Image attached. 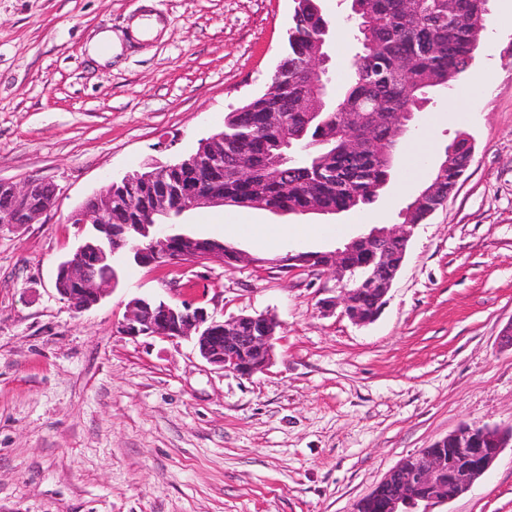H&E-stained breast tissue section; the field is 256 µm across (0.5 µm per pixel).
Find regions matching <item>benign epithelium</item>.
<instances>
[{
    "label": "benign epithelium",
    "mask_w": 512,
    "mask_h": 512,
    "mask_svg": "<svg viewBox=\"0 0 512 512\" xmlns=\"http://www.w3.org/2000/svg\"><path fill=\"white\" fill-rule=\"evenodd\" d=\"M212 170H224L222 132L202 141L197 152L175 163L154 161L146 164L144 172L127 174L120 183L129 189L119 195L112 194L109 183L90 197L72 213L70 220L73 224L92 225L95 234L73 256L58 264L55 285L59 295L77 311L98 305L116 284L113 274L107 270L108 259L122 247L130 248L143 266L234 267L241 261L237 250L224 249L222 242L168 234L159 223V218H170L177 212L224 204L223 196L199 184L169 179L173 172H183L192 178ZM138 184L154 187L152 203L145 211L147 222L112 223V209L132 211L141 207V196L133 190ZM58 194L57 185L48 180H29L22 185L0 180V223L14 224L22 215L23 223L31 224L38 215L55 206ZM412 229L411 224H394L374 230L365 240V247L371 253L370 279L377 287L370 306L359 301L357 289L351 287L357 272L349 256L359 243L357 239L324 252L323 264L315 267L306 265L305 255L285 261L278 258L272 264L281 269L297 263L311 272L331 273L339 295L325 301L322 309L330 312L339 307L342 316L365 325L380 314L403 265L401 260L392 265L387 262L386 245L392 240L399 241L400 256H406ZM277 327L275 317L268 314L239 315L224 321L203 307L187 304L180 307L139 298L129 302L117 330L130 338L192 336L200 356L209 364L241 376H253L265 371L274 360ZM509 445L512 446V428L461 423L448 436L391 469L366 502L375 512H427L428 505L448 503L467 493ZM446 484L456 490L451 497L443 494Z\"/></svg>",
    "instance_id": "1"
}]
</instances>
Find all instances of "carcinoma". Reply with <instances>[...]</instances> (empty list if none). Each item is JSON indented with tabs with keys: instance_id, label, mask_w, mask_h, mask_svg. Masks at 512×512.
I'll return each instance as SVG.
<instances>
[{
	"instance_id": "obj_1",
	"label": "carcinoma",
	"mask_w": 512,
	"mask_h": 512,
	"mask_svg": "<svg viewBox=\"0 0 512 512\" xmlns=\"http://www.w3.org/2000/svg\"><path fill=\"white\" fill-rule=\"evenodd\" d=\"M288 50L277 68L281 78L260 96L224 118V172L204 185L224 195V204L301 215L311 206L340 213L373 204L389 181L392 161L386 155L401 143V115L417 111L433 89L453 92L470 68L486 31L487 0H453V22L436 13L409 12L405 0H350L347 21L360 45L351 80L336 98L319 96L317 77L308 61L320 50L332 23L319 0H293ZM372 112L387 121L366 139L361 127ZM292 138L288 165L273 177L261 174L264 160ZM362 142L352 154L349 142ZM467 140L456 153L444 154L431 180L450 194L469 165ZM251 165L256 180L236 177ZM430 202L414 196L399 212V223L420 224L430 216ZM368 250L352 257L358 287L365 288Z\"/></svg>"
}]
</instances>
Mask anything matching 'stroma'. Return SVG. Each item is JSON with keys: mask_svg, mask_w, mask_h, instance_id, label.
<instances>
[{"mask_svg": "<svg viewBox=\"0 0 512 512\" xmlns=\"http://www.w3.org/2000/svg\"><path fill=\"white\" fill-rule=\"evenodd\" d=\"M490 23L449 112L434 96L368 210L277 215L207 207L181 232L223 239L253 225L234 267L127 264L101 303L57 293L60 260L86 233L69 217L150 158L193 152L227 112L266 86L287 43L292 0H0V179L53 181L55 207L0 224V512H353L385 474L463 422L512 427V10ZM333 25V88L352 73L349 0H320ZM111 32V61L91 53ZM470 165L416 225L380 316L324 314L326 272L269 259L326 251L395 223L459 132ZM315 235L278 246L270 225ZM190 302L220 319L270 313L274 361L243 377L202 359L191 338L116 331L128 303ZM432 512H512V447L462 497ZM315 233L316 229L311 228L305 224H298L294 225L293 227H289L288 225L271 226L264 229L262 235L268 244L276 245L280 241L288 238L291 234L311 235Z\"/></svg>", "mask_w": 512, "mask_h": 512, "instance_id": "35a3bbf8", "label": "stroma"}]
</instances>
